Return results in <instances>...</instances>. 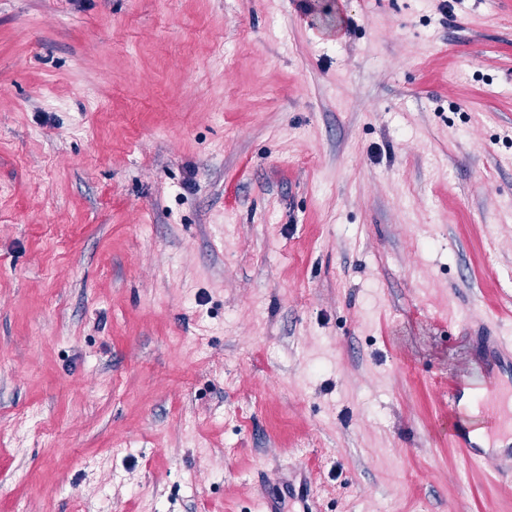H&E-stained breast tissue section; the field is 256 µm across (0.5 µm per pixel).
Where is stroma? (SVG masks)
I'll return each instance as SVG.
<instances>
[{"mask_svg":"<svg viewBox=\"0 0 512 512\" xmlns=\"http://www.w3.org/2000/svg\"><path fill=\"white\" fill-rule=\"evenodd\" d=\"M486 336L512 0H0V512H512ZM467 397L489 422L488 435L512 440V392L505 393L499 374L492 367L483 383L468 388Z\"/></svg>","mask_w":512,"mask_h":512,"instance_id":"1","label":"stroma"}]
</instances>
